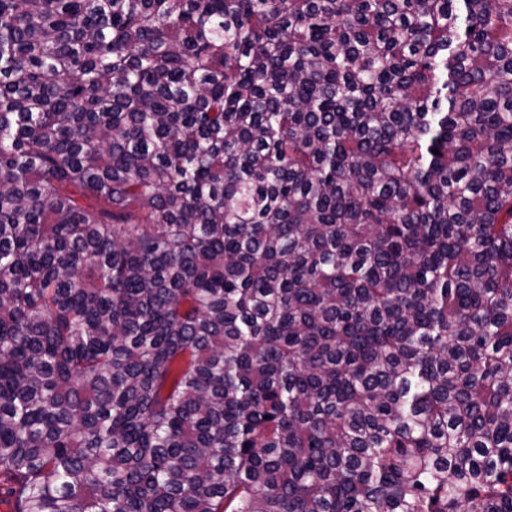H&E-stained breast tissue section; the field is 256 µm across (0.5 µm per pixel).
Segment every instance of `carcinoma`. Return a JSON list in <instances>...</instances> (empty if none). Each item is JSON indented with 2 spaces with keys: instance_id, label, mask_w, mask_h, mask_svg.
<instances>
[{
  "instance_id": "obj_1",
  "label": "carcinoma",
  "mask_w": 512,
  "mask_h": 512,
  "mask_svg": "<svg viewBox=\"0 0 512 512\" xmlns=\"http://www.w3.org/2000/svg\"><path fill=\"white\" fill-rule=\"evenodd\" d=\"M0 503L512 512V0H0Z\"/></svg>"
}]
</instances>
